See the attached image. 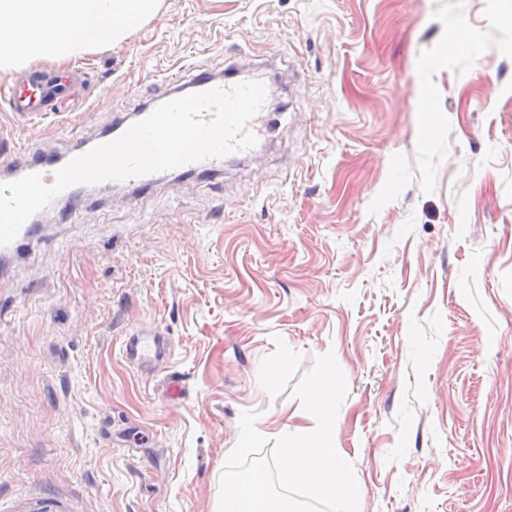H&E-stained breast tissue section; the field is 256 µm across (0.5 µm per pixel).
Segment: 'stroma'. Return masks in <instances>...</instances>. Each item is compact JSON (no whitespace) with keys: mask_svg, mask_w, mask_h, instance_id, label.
<instances>
[{"mask_svg":"<svg viewBox=\"0 0 512 512\" xmlns=\"http://www.w3.org/2000/svg\"><path fill=\"white\" fill-rule=\"evenodd\" d=\"M190 65L262 75L272 128L0 257V512H219L241 413L311 426L291 390L329 352L359 512H512V0H162L68 63L71 112L0 93V150L91 144ZM143 336L148 335L134 332L125 340L123 354L126 359L133 362L138 361V363L151 360L153 348Z\"/></svg>","mask_w":512,"mask_h":512,"instance_id":"1","label":"stroma"}]
</instances>
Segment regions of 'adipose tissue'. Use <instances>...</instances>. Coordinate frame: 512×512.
<instances>
[{"label":"adipose tissue","mask_w":512,"mask_h":512,"mask_svg":"<svg viewBox=\"0 0 512 512\" xmlns=\"http://www.w3.org/2000/svg\"><path fill=\"white\" fill-rule=\"evenodd\" d=\"M160 0H0V73L37 59L67 61L122 41Z\"/></svg>","instance_id":"obj_1"}]
</instances>
